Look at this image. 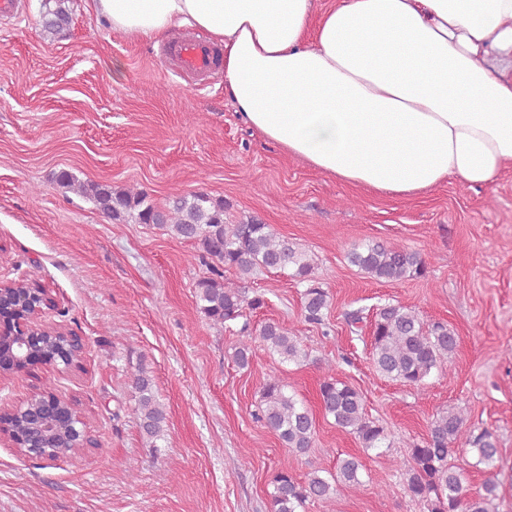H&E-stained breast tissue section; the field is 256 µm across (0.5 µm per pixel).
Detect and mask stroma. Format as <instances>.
<instances>
[{"mask_svg": "<svg viewBox=\"0 0 512 512\" xmlns=\"http://www.w3.org/2000/svg\"><path fill=\"white\" fill-rule=\"evenodd\" d=\"M21 2L19 17L0 19V277L26 274L53 290L60 324L88 346L81 369L0 380V399L22 401L39 385L73 397L101 447L53 462L0 440V512H270L276 469L302 480L348 455L364 465L361 486L307 512H422L400 489L401 474L410 444L451 405L497 436L499 510L512 512V171L487 188L451 179L410 198L342 183L251 129L225 96L223 74L188 86L162 65L159 42L113 31L86 0H72V23L54 37L42 30L44 0ZM62 169L145 191L160 206L205 192L223 199L227 223L255 216L273 225L312 260L330 296L329 336L304 321L303 284L259 273L247 290L264 300L248 315L252 326L292 330L312 359L279 363L256 340L239 367V322L213 325L197 307L195 285L208 271L190 260L195 243L109 220L55 183ZM368 241L421 252L424 273L369 278L347 259ZM387 301L447 323L458 338L424 388L378 375L369 335L347 327L348 312ZM141 362L167 414L154 448L127 388ZM271 373L312 408L324 376L356 387L386 430L381 448L363 451L320 416L310 452H289L255 418ZM386 484L394 494H381Z\"/></svg>", "mask_w": 512, "mask_h": 512, "instance_id": "1", "label": "stroma"}]
</instances>
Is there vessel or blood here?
<instances>
[{
  "mask_svg": "<svg viewBox=\"0 0 512 512\" xmlns=\"http://www.w3.org/2000/svg\"><path fill=\"white\" fill-rule=\"evenodd\" d=\"M162 60L169 71L192 78L200 88L209 85L220 67L218 51L201 35L171 41L162 51Z\"/></svg>",
  "mask_w": 512,
  "mask_h": 512,
  "instance_id": "1",
  "label": "vessel or blood"
}]
</instances>
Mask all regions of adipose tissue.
<instances>
[{
    "mask_svg": "<svg viewBox=\"0 0 512 512\" xmlns=\"http://www.w3.org/2000/svg\"><path fill=\"white\" fill-rule=\"evenodd\" d=\"M114 31L224 48L246 124L317 171L410 197L512 170V0H89Z\"/></svg>",
    "mask_w": 512,
    "mask_h": 512,
    "instance_id": "ef3b65f1",
    "label": "adipose tissue"
}]
</instances>
